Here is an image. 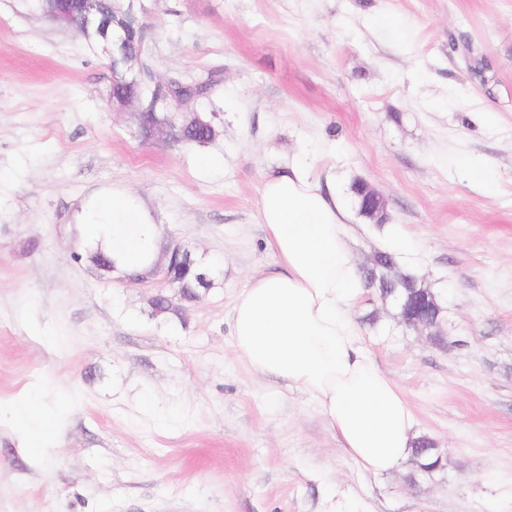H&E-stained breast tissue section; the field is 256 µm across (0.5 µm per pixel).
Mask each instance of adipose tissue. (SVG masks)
Listing matches in <instances>:
<instances>
[{
	"label": "adipose tissue",
	"instance_id": "adipose-tissue-1",
	"mask_svg": "<svg viewBox=\"0 0 512 512\" xmlns=\"http://www.w3.org/2000/svg\"><path fill=\"white\" fill-rule=\"evenodd\" d=\"M76 219L91 246L111 250L117 273L141 272L160 258L154 218L127 191L82 204ZM260 219L279 268L250 278L233 305L237 356L254 374L310 396L362 470L399 468L412 452L414 417L402 390L362 347L350 315L365 284L343 210L296 161L265 179Z\"/></svg>",
	"mask_w": 512,
	"mask_h": 512
}]
</instances>
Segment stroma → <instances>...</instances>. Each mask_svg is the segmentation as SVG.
<instances>
[{"instance_id":"35a3bbf8","label":"stroma","mask_w":512,"mask_h":512,"mask_svg":"<svg viewBox=\"0 0 512 512\" xmlns=\"http://www.w3.org/2000/svg\"><path fill=\"white\" fill-rule=\"evenodd\" d=\"M143 3L157 76L220 77L182 107L207 143L140 137L99 49L0 0V512H324L331 492L352 512H512V0ZM291 160L333 190L358 265L393 232L422 253L447 346L374 293L351 314L442 454L432 474L362 471L308 395L233 349L236 297L277 265L262 184ZM114 188L213 270L181 316H151L160 276L81 257L74 213Z\"/></svg>"}]
</instances>
